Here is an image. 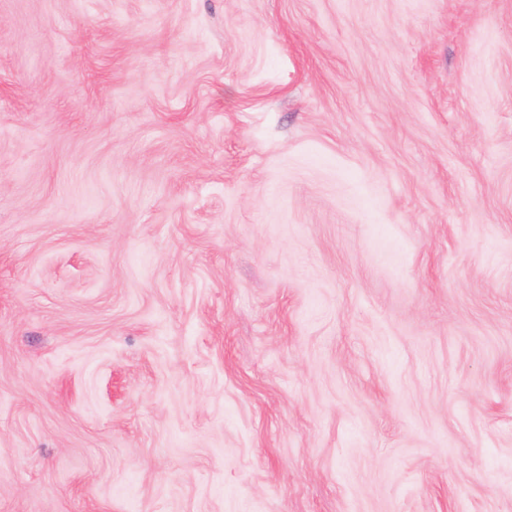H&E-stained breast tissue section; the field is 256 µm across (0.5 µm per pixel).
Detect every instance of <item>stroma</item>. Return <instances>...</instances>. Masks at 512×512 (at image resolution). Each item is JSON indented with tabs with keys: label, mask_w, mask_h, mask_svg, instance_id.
Wrapping results in <instances>:
<instances>
[{
	"label": "stroma",
	"mask_w": 512,
	"mask_h": 512,
	"mask_svg": "<svg viewBox=\"0 0 512 512\" xmlns=\"http://www.w3.org/2000/svg\"><path fill=\"white\" fill-rule=\"evenodd\" d=\"M0 512H512V0H0Z\"/></svg>",
	"instance_id": "1"
}]
</instances>
